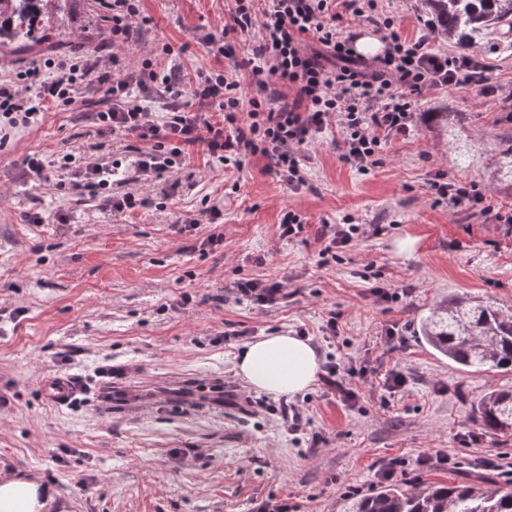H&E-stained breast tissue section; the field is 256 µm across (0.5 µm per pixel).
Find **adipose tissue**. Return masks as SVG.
I'll list each match as a JSON object with an SVG mask.
<instances>
[{
	"label": "adipose tissue",
	"instance_id": "1",
	"mask_svg": "<svg viewBox=\"0 0 512 512\" xmlns=\"http://www.w3.org/2000/svg\"><path fill=\"white\" fill-rule=\"evenodd\" d=\"M319 367L315 348L288 333L248 343L236 363L242 379L274 396L303 392L315 381ZM55 499L51 486L9 473L0 475V512H46Z\"/></svg>",
	"mask_w": 512,
	"mask_h": 512
}]
</instances>
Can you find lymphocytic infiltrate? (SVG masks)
Returning <instances> with one entry per match:
<instances>
[{
    "instance_id": "obj_1",
    "label": "lymphocytic infiltrate",
    "mask_w": 512,
    "mask_h": 512,
    "mask_svg": "<svg viewBox=\"0 0 512 512\" xmlns=\"http://www.w3.org/2000/svg\"><path fill=\"white\" fill-rule=\"evenodd\" d=\"M373 8L374 0H234L225 33L260 32L243 62L253 87L248 98L238 80L216 68L198 70L186 85L178 71L147 61L136 77L116 80L112 73L122 65L119 56L100 69L78 57L51 58L16 79L0 81V118L12 128L35 124L47 104H73L78 84L93 79L112 100L111 108L96 117L99 133L145 142L136 160L141 173L183 165L199 148L225 169H243L250 157L261 156L268 171L297 186L304 182L305 146L332 118L345 133V161L365 173L379 164L384 137L408 131L412 103L425 87L468 85L481 96L493 91L478 56L432 51L425 40L402 38L387 21L378 27L382 53L370 59L359 55L354 35L340 23L344 13L363 17ZM274 83L293 89V100L269 106L267 91ZM149 84L165 101L156 121L135 93ZM197 99L221 112V122L191 111ZM26 164L40 183L105 198L118 212L151 204L130 193L113 194L111 168L76 151L48 163L31 156Z\"/></svg>"
}]
</instances>
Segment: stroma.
<instances>
[{
  "label": "stroma",
  "mask_w": 512,
  "mask_h": 512,
  "mask_svg": "<svg viewBox=\"0 0 512 512\" xmlns=\"http://www.w3.org/2000/svg\"><path fill=\"white\" fill-rule=\"evenodd\" d=\"M228 0H143L148 23H135L128 44L113 48L100 0H60L49 13L56 53L104 60L116 54L136 66L163 61L171 46L185 76L220 68L247 83L245 40L215 57L195 29L221 32ZM391 19L410 39L432 23L420 0H376L365 19L344 14L345 31L374 35ZM490 67L498 91L432 87L412 105L409 131L389 136L382 162L367 174L347 163L338 122L304 152L305 185L290 187L256 157L242 170L213 167L204 153L161 177L135 171V138L97 132L94 115L110 102L82 83L75 102L52 106L37 124L7 129L0 141V469L54 485L64 512H252L288 500L295 512H343L349 498L378 485L391 466L409 487L449 484L469 475L417 456L440 450L512 463V434L482 433L470 417L487 391L512 387V373H465L414 334L420 315L451 294L512 305V168L503 158L512 137V54L484 41L473 49ZM432 112L448 113L432 124ZM73 149L115 162L112 187L154 197L177 185L162 209L112 213L97 203L36 185L25 160ZM475 182L495 207L485 214L438 202L436 180ZM221 211L209 223L201 200ZM305 230L279 239L288 210ZM62 211L68 223L30 224L27 214ZM353 217L385 230L365 233L322 264L315 233ZM223 242L207 245L211 234ZM413 247L400 251L402 240ZM242 278L285 281L273 305H241ZM381 287L390 294L373 295ZM336 315L335 339L325 328ZM398 337L386 343L387 329ZM305 330L319 356L399 368L407 390L385 394L378 377L355 375L358 394L346 406L314 382L279 398L247 385L234 365L245 345L280 331ZM118 376H110V368ZM81 377L79 401L56 403L45 380ZM307 423L288 430L291 407Z\"/></svg>",
  "instance_id": "35a3bbf8"
}]
</instances>
